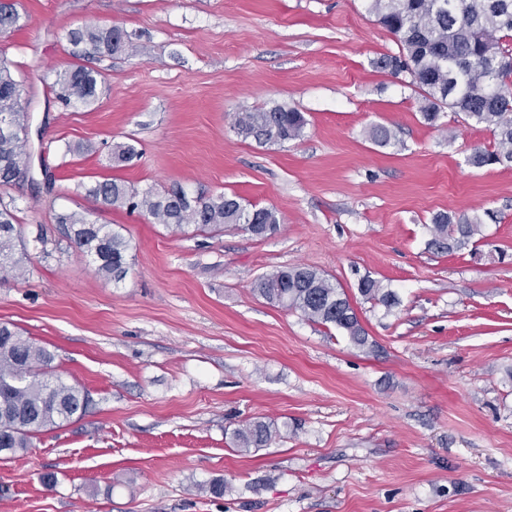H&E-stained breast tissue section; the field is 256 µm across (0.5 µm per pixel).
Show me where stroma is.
Listing matches in <instances>:
<instances>
[{"mask_svg":"<svg viewBox=\"0 0 512 512\" xmlns=\"http://www.w3.org/2000/svg\"><path fill=\"white\" fill-rule=\"evenodd\" d=\"M18 3L23 25L0 46L32 167L56 180L0 191L30 255L25 279L0 282V323L54 352L93 403L0 455V512H512V170L469 164L494 147L484 127L424 121L408 77L378 67L397 46L363 0ZM105 24L137 52L89 58L99 98L65 106L52 84L74 61L68 33ZM275 105L304 113L301 138L234 130L237 113ZM376 125L394 144L371 140ZM118 143L138 159L114 164ZM104 178L223 193L283 221L262 238L175 234L84 194ZM66 211L130 240L124 280L63 240ZM443 212L481 235L428 251ZM296 265L346 291L377 352L255 292ZM366 276L400 306L365 300ZM251 420L280 437L245 454L230 435Z\"/></svg>","mask_w":512,"mask_h":512,"instance_id":"stroma-1","label":"stroma"}]
</instances>
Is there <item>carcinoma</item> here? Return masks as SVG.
Instances as JSON below:
<instances>
[{"mask_svg": "<svg viewBox=\"0 0 512 512\" xmlns=\"http://www.w3.org/2000/svg\"><path fill=\"white\" fill-rule=\"evenodd\" d=\"M365 11L394 38L398 53L385 54L379 67L394 75L406 74L421 95L420 112L434 125L447 109L466 122L492 132L495 149H476L469 163L481 168L512 169V0H364ZM16 0H0V32L20 27ZM69 42L82 54L129 56L136 52L131 35L118 26L77 28ZM98 72L75 63L56 76L57 97L67 105L90 106L98 98ZM28 102L14 77L12 64L0 51V186L27 177L26 128ZM307 120L294 108L275 105L238 113L234 129L260 144L285 143L304 132ZM139 157L131 144H118L113 158L130 163ZM86 195L110 206L141 210L172 232L193 226L200 231H224L233 224L257 237L277 230L280 219L271 208L247 207L222 193L191 196L181 186L162 192L139 191L113 179L98 180ZM14 208L0 198V280L20 279L27 273L26 244L15 224ZM65 238L93 257L97 273L114 281L128 273L130 240L109 224H97L70 212L58 217ZM428 249L451 253L481 233L478 220L433 218ZM256 292L267 302L296 311L313 323L342 332L359 349L373 351L374 343L362 326L344 289L318 270L304 265L284 267L261 277ZM358 292L390 312L399 305L395 292L367 276ZM54 355L23 335L10 323H0V452L25 453L43 430L82 418L90 393L68 383L51 366ZM277 430L264 421H248L232 432L237 448L249 453L268 447Z\"/></svg>", "mask_w": 512, "mask_h": 512, "instance_id": "cac0c4a2", "label": "carcinoma"}]
</instances>
